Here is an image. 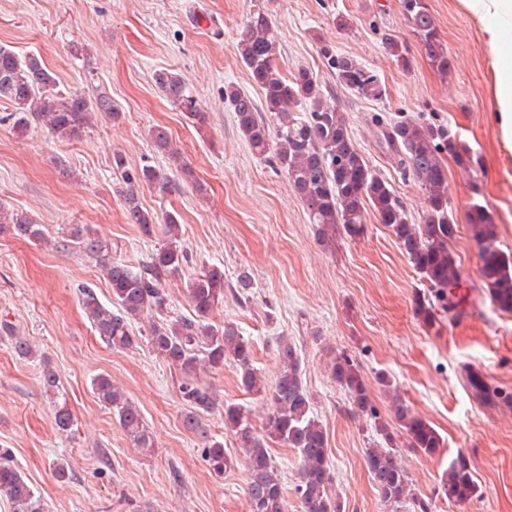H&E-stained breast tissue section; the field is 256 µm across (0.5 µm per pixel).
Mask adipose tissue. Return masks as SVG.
<instances>
[{"instance_id": "ef3b65f1", "label": "adipose tissue", "mask_w": 512, "mask_h": 512, "mask_svg": "<svg viewBox=\"0 0 512 512\" xmlns=\"http://www.w3.org/2000/svg\"><path fill=\"white\" fill-rule=\"evenodd\" d=\"M482 25L492 60L495 121L502 139L512 143V0H461Z\"/></svg>"}]
</instances>
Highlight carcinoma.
Returning <instances> with one entry per match:
<instances>
[{
    "label": "carcinoma",
    "mask_w": 512,
    "mask_h": 512,
    "mask_svg": "<svg viewBox=\"0 0 512 512\" xmlns=\"http://www.w3.org/2000/svg\"><path fill=\"white\" fill-rule=\"evenodd\" d=\"M399 2L430 65L440 76H448V51L426 0ZM386 47L401 67H411L409 52L399 41L388 37ZM320 52L339 83L365 98L382 97L384 91L377 75L364 64L352 56L337 54L327 44L321 46ZM236 55L261 91L262 104L236 85L224 87V103L234 113L253 153L268 156L273 166L285 174L289 187L306 206L310 222L317 225L321 242L330 247L338 235L360 237L365 231V213L372 212L399 242L426 283L427 291L414 303L416 317L426 324L435 322L441 311L450 318L456 317L458 302L452 288L457 279V264L452 242L458 225L448 214V166L442 154L448 153L458 165L467 167L472 161L469 148L442 125L401 118L384 129L382 144L399 158L400 167L417 179L426 195L423 223L412 224L389 183L368 167L354 145L341 112L325 101L320 82L305 69L297 70L289 78L280 72L272 21L262 9L250 12L236 45ZM155 83L192 123H206V113L178 74L167 69L158 71ZM0 103L10 108L0 113V125L23 133L39 124L62 141L78 137L95 116L112 122L122 117L118 106L104 94L57 91L56 74L41 57L20 56L6 45H0ZM272 122L276 123L274 132ZM273 136L277 139L274 145ZM113 168L121 173L118 194L128 222L139 225L144 234H151L158 217L142 207L139 190L150 185L161 192L169 191V176L147 164L131 173L121 153L113 154ZM163 224L165 242L140 270L110 257L106 241L86 237L78 228L71 232V243L96 258L112 290L110 308L101 304L91 289L81 292L82 308L94 331L114 348H130L138 344L133 324L144 315L150 317L147 345L157 357L181 372L180 393L190 408L183 424L205 439L204 457L218 476L230 467V460L224 453V443L209 437L199 419V412L215 405L211 389L199 378L201 364L218 367L231 362L236 366L242 391L272 392L271 408L259 430L241 406H224V429L233 435L243 452L248 475V512H287V488L268 452L270 442L294 449L299 472L295 490L301 512H343L339 499L329 493L332 476L327 434L313 416L295 345L284 342L279 346L280 371L274 384L266 386L253 366L252 348L238 328L230 323L219 327L206 323L224 302V270L215 265L203 267L189 283L187 295L194 317L164 318L169 305L164 282L188 262V254L181 244L177 215L165 214ZM467 224L481 259L480 273L486 292L499 309L511 312L512 260L497 245L496 225L478 202L470 205ZM0 230L35 243L47 242L43 225L2 207ZM0 331L9 335L15 353L24 358L32 355L31 344L15 334L12 326L4 323ZM330 370L347 392L352 414L377 417L354 360L341 353L333 358ZM41 380L45 392L56 395L60 377L47 364ZM92 389L99 401L112 410L136 447L143 451L153 447L139 407L116 387L110 376H96ZM393 414L406 431L407 447L432 456L444 446L437 430L407 405L395 401ZM54 420L58 430H71L74 422L67 403L54 402ZM377 431L381 441L366 449L365 464L381 499L394 512L407 507L413 512H430L429 503L412 492L409 476L398 459L394 435L385 424L379 425ZM440 487L451 502H465L476 495L477 485L466 456L460 454L450 462ZM2 496L12 505V512H46L45 503L22 473L5 461H0Z\"/></svg>",
    "instance_id": "cac0c4a2"
}]
</instances>
